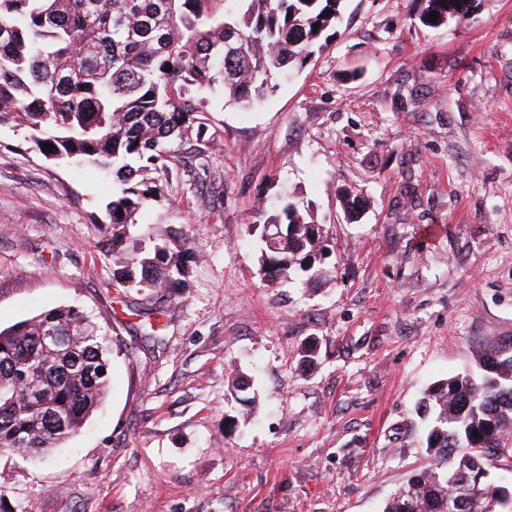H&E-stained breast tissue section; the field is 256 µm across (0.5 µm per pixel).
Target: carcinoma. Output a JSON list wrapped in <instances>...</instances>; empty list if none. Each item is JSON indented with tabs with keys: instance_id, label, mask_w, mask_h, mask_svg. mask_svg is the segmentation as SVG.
<instances>
[{
	"instance_id": "carcinoma-1",
	"label": "carcinoma",
	"mask_w": 512,
	"mask_h": 512,
	"mask_svg": "<svg viewBox=\"0 0 512 512\" xmlns=\"http://www.w3.org/2000/svg\"><path fill=\"white\" fill-rule=\"evenodd\" d=\"M342 2L0 0V124L24 123L49 159L115 171L112 279L172 300L191 259L188 237L149 247L136 239L137 216L160 197L152 174L170 167L165 142L190 134L207 143L198 100L219 82L238 103L264 100L277 76L329 38ZM475 8V0H424L418 20L437 28ZM262 214L264 282L312 271L325 249L319 227L292 203ZM107 354L97 324L70 307L0 331V453L46 455L77 435L106 393ZM480 358L481 381L456 375L427 390L431 461L383 512H448L450 498L454 512H485L507 490L490 470L491 450L512 446V342ZM476 484L481 495L460 497Z\"/></svg>"
}]
</instances>
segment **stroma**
<instances>
[{
	"instance_id": "obj_1",
	"label": "stroma",
	"mask_w": 512,
	"mask_h": 512,
	"mask_svg": "<svg viewBox=\"0 0 512 512\" xmlns=\"http://www.w3.org/2000/svg\"><path fill=\"white\" fill-rule=\"evenodd\" d=\"M421 0H346L327 46L244 108L216 85L209 141L158 173L143 235L194 261L157 337L112 284L117 179L0 124V329L60 306L112 340L101 406L49 462L0 455L27 512H382L427 462L425 388L512 341V0L418 21ZM359 200L347 216L342 199ZM319 225L317 275L268 287L259 209ZM442 227L426 242L420 229ZM316 343L313 362L300 355ZM239 370L251 387L231 396Z\"/></svg>"
}]
</instances>
